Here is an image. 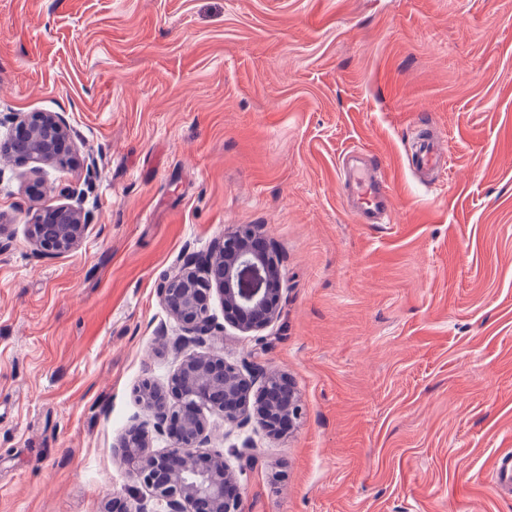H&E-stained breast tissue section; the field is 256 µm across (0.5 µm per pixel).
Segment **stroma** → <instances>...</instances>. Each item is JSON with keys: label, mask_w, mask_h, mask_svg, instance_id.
<instances>
[{"label": "stroma", "mask_w": 512, "mask_h": 512, "mask_svg": "<svg viewBox=\"0 0 512 512\" xmlns=\"http://www.w3.org/2000/svg\"><path fill=\"white\" fill-rule=\"evenodd\" d=\"M57 112L85 169L42 197L0 160V512L144 497L119 442L148 419L181 329L159 289L184 251L259 224L280 317L201 350L297 387L282 436L210 414L240 512H512V0H0V115ZM447 165L408 167L414 118ZM386 165L393 223L357 224L339 179ZM92 180L74 250H34L46 200ZM250 444L254 461L236 449ZM493 488L498 490H512V450L499 453L493 463Z\"/></svg>", "instance_id": "obj_1"}]
</instances>
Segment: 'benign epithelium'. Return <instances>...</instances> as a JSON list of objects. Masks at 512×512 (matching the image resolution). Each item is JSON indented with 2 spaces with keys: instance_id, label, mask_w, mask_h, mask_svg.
<instances>
[{
  "instance_id": "1",
  "label": "benign epithelium",
  "mask_w": 512,
  "mask_h": 512,
  "mask_svg": "<svg viewBox=\"0 0 512 512\" xmlns=\"http://www.w3.org/2000/svg\"><path fill=\"white\" fill-rule=\"evenodd\" d=\"M5 125L10 126L7 140L18 135L25 139L23 161L33 174L44 173L46 166L96 168L94 158L79 157L70 125L56 112H12L0 119V126ZM86 193L72 187L64 199L47 203L31 217L28 238L41 255L52 257L79 246L93 224ZM259 229L256 224L239 226L202 262L184 256L181 269L162 284V301L179 323L184 345L199 346L212 335L207 293L213 289L224 302V320L243 333L259 332L280 315L282 272L277 259L251 247ZM256 380L252 370L245 374L218 356L190 351L166 386L144 383L141 399L150 419L138 425L122 448L135 478L152 499L166 504L167 512H239L224 453L209 448L207 414L219 413L238 426L254 418L270 435L280 432L281 417L300 414L288 378L264 373L255 392ZM151 428L171 435V446L148 451Z\"/></svg>"
}]
</instances>
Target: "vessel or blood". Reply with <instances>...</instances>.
I'll use <instances>...</instances> for the list:
<instances>
[{
    "label": "vessel or blood",
    "instance_id": "vessel-or-blood-1",
    "mask_svg": "<svg viewBox=\"0 0 512 512\" xmlns=\"http://www.w3.org/2000/svg\"><path fill=\"white\" fill-rule=\"evenodd\" d=\"M415 139L409 166L421 182H431L446 165L445 151L440 138L424 122L415 121ZM343 183L355 199L356 222L363 224H389L393 221L389 184L381 160L351 169L344 174ZM493 487L512 490V450L499 453L493 463Z\"/></svg>",
    "mask_w": 512,
    "mask_h": 512
}]
</instances>
